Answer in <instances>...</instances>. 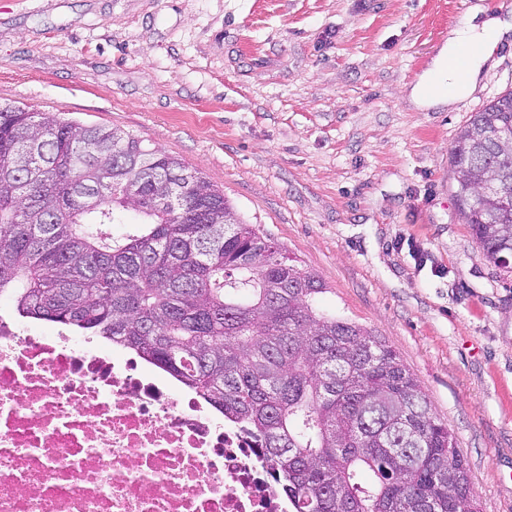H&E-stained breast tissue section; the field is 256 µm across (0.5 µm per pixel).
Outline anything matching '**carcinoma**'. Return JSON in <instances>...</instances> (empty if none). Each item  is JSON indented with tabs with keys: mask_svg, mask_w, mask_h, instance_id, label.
Segmentation results:
<instances>
[{
	"mask_svg": "<svg viewBox=\"0 0 512 512\" xmlns=\"http://www.w3.org/2000/svg\"><path fill=\"white\" fill-rule=\"evenodd\" d=\"M512 92L451 151L486 257L512 260ZM496 190L483 191L488 180ZM141 222L120 233L127 210ZM175 156L118 128L0 104V294L23 318L119 343L241 424L295 512H479L456 441L377 336Z\"/></svg>",
	"mask_w": 512,
	"mask_h": 512,
	"instance_id": "obj_1",
	"label": "carcinoma"
}]
</instances>
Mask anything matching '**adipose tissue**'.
I'll return each mask as SVG.
<instances>
[{
  "label": "adipose tissue",
  "mask_w": 512,
  "mask_h": 512,
  "mask_svg": "<svg viewBox=\"0 0 512 512\" xmlns=\"http://www.w3.org/2000/svg\"><path fill=\"white\" fill-rule=\"evenodd\" d=\"M512 33V22L497 16H471L450 31L431 66L419 77L412 95L421 106L455 104L479 83L493 46Z\"/></svg>",
  "instance_id": "adipose-tissue-1"
}]
</instances>
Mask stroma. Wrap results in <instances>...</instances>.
<instances>
[{"label": "stroma", "instance_id": "stroma-1", "mask_svg": "<svg viewBox=\"0 0 512 512\" xmlns=\"http://www.w3.org/2000/svg\"><path fill=\"white\" fill-rule=\"evenodd\" d=\"M512 0H0V103L178 157L372 330L512 512V272L473 239L451 150L512 91V34L449 107L409 101L448 33Z\"/></svg>", "mask_w": 512, "mask_h": 512}]
</instances>
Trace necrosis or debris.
Segmentation results:
<instances>
[{
	"mask_svg": "<svg viewBox=\"0 0 512 512\" xmlns=\"http://www.w3.org/2000/svg\"><path fill=\"white\" fill-rule=\"evenodd\" d=\"M259 442L174 375L0 315V512H291Z\"/></svg>",
	"mask_w": 512,
	"mask_h": 512,
	"instance_id": "4bbe7bcc",
	"label": "necrosis or debris"
}]
</instances>
